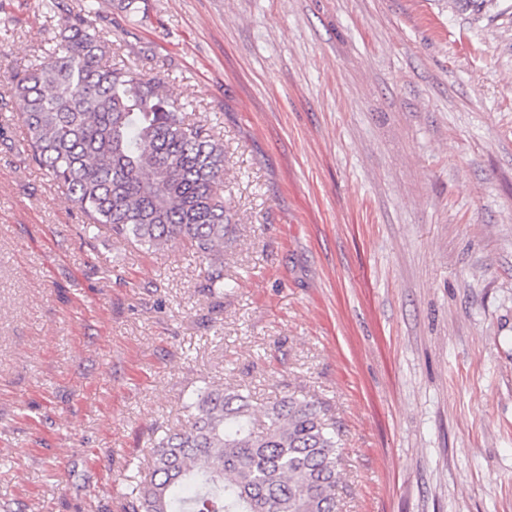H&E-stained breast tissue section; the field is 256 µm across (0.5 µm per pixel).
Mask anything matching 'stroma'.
Here are the masks:
<instances>
[{
	"label": "stroma",
	"mask_w": 512,
	"mask_h": 512,
	"mask_svg": "<svg viewBox=\"0 0 512 512\" xmlns=\"http://www.w3.org/2000/svg\"><path fill=\"white\" fill-rule=\"evenodd\" d=\"M59 2L0 0V507L123 512L214 384L327 406L338 512H512V0H96L223 135L216 296L28 160L5 74Z\"/></svg>",
	"instance_id": "1"
}]
</instances>
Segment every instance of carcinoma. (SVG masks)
<instances>
[{
  "label": "carcinoma",
  "mask_w": 512,
  "mask_h": 512,
  "mask_svg": "<svg viewBox=\"0 0 512 512\" xmlns=\"http://www.w3.org/2000/svg\"><path fill=\"white\" fill-rule=\"evenodd\" d=\"M100 20L87 0L59 44L9 74L27 156L83 214V232L154 253L185 243L207 260L203 288L222 294L224 142L188 119L165 76L109 64ZM188 408L189 426L161 436L150 474L133 476L125 512H336V423L321 402L263 405L208 386Z\"/></svg>",
  "instance_id": "1"
}]
</instances>
